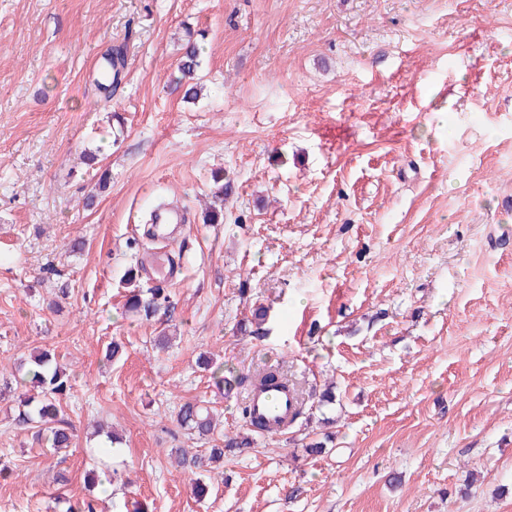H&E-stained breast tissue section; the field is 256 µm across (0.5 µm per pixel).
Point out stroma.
I'll list each match as a JSON object with an SVG mask.
<instances>
[{
  "label": "stroma",
  "mask_w": 512,
  "mask_h": 512,
  "mask_svg": "<svg viewBox=\"0 0 512 512\" xmlns=\"http://www.w3.org/2000/svg\"><path fill=\"white\" fill-rule=\"evenodd\" d=\"M189 35L193 102L168 84ZM162 203L186 217L166 241L144 232ZM506 225L512 0H0V379L54 350L76 434L55 452L0 398V512L92 494L101 512H512ZM134 267L164 299L148 316L125 307ZM255 305L263 339L237 330ZM202 355L337 399L225 456L199 500L173 459L207 442L178 409L206 402L232 435L246 398ZM326 418L336 437L308 455ZM99 423L119 479L92 492Z\"/></svg>",
  "instance_id": "1"
}]
</instances>
